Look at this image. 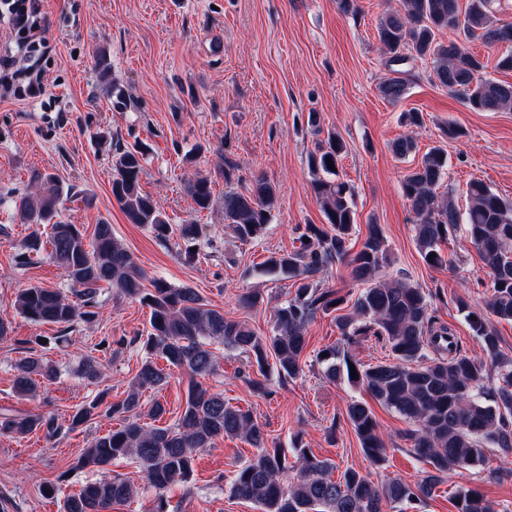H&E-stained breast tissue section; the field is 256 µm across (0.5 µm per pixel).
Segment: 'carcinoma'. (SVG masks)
I'll return each instance as SVG.
<instances>
[{
  "instance_id": "carcinoma-1",
  "label": "carcinoma",
  "mask_w": 512,
  "mask_h": 512,
  "mask_svg": "<svg viewBox=\"0 0 512 512\" xmlns=\"http://www.w3.org/2000/svg\"><path fill=\"white\" fill-rule=\"evenodd\" d=\"M446 31L456 38L438 39ZM377 37L387 56L388 76L379 86L385 99L397 102L403 98L410 76L407 65L418 59L429 62L432 81L461 97L472 110H512V83L483 76V62L464 45L467 40L512 44V23L497 18L493 0H468L464 7L460 0H400L399 8L379 21ZM344 152V142L330 134L308 158L312 191L326 223L305 225L298 248L267 259L265 270L293 281L295 287L294 296L273 310L267 336L214 308L192 288L174 287L163 279H153L151 287H144V272L113 235L112 225L100 222L93 239L86 240L80 225L61 217L71 189L64 188L53 174L33 175L28 191L13 198L14 207L24 223L50 228L48 257L63 271L72 298L58 289L31 286L19 290L16 311L33 322L63 327V333L53 337L60 348L69 343L65 332L76 322L96 319L101 284L106 283L150 309V329L139 338L144 357L124 399L106 404L99 396L77 407L64 421L52 413L0 414V435L24 437L41 432L57 439L102 415L119 419V428L89 441L77 468L104 470L121 458L137 460L155 491L152 512H168L166 491L175 484H189L195 452L224 436L242 438L257 449L235 470L230 491L257 503L261 512H384L387 503L416 509L444 475L483 465L486 446L512 454V359L502 355L499 337L488 322L491 317L512 321V202L474 179L467 185L468 206L460 209L453 191L439 192L448 168L447 154L439 146L425 153L400 181L415 214V242L426 264H448L440 244L461 224L489 269L492 292L483 306L470 310L461 304L482 351V357L475 358L431 315L430 294L424 288L380 276L389 261V247L377 226H368L360 248L353 250V191L338 170L326 163L330 159L339 166ZM392 152L400 160L409 157L416 152L415 139L410 135L396 139ZM145 160L137 146L117 149L112 157V196L129 223L149 227L163 242L173 228L157 202L141 189ZM237 172L233 161L223 160L224 223L239 241L247 243L270 224L277 189L264 177L235 188L233 184L241 182ZM185 189L198 210L212 207L208 177L188 179ZM336 262L347 265L352 282L361 291L352 312L336 316L339 344L323 349L317 360L324 365L327 379L347 376L348 382L413 425L408 434L413 452L431 467L420 483L412 487L391 481L379 486L354 468L333 479L334 463L306 448L268 447L265 432L251 411L230 405L224 394L211 393L194 382L172 426L146 428L138 422L143 391L168 383L169 374L158 361L193 379L208 376L217 368L210 342L245 354L247 366L264 378L272 367L282 379L298 377L309 324L320 313L340 310L345 300L317 280V275ZM363 336L382 337L390 348L391 361L352 362L348 347ZM14 369V389L21 398L37 394L38 379L51 381L57 376L34 353L17 361ZM352 369L357 371L353 378ZM77 374L89 384L96 382L99 362L85 359ZM346 417L366 457L381 465L385 443L372 409L353 400L347 405ZM134 493L129 481L104 476L66 497L63 512H111ZM454 508L455 512H493L475 489L458 492Z\"/></svg>"
}]
</instances>
